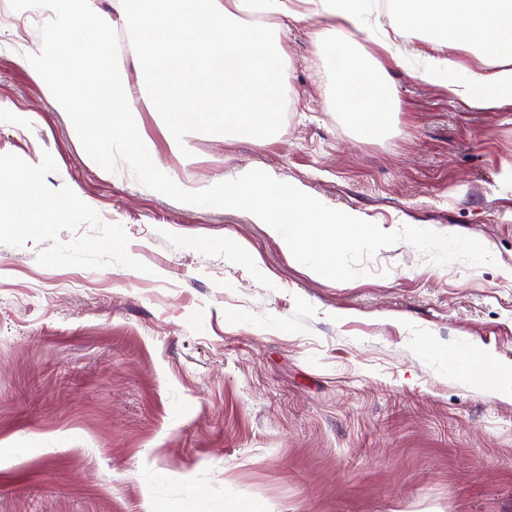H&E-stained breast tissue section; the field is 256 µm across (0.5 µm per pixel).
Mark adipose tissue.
Masks as SVG:
<instances>
[{"label": "adipose tissue", "instance_id": "1", "mask_svg": "<svg viewBox=\"0 0 512 512\" xmlns=\"http://www.w3.org/2000/svg\"><path fill=\"white\" fill-rule=\"evenodd\" d=\"M149 11L125 12L122 25L138 35L137 65L162 88L174 85L192 95L166 113V127L179 137L209 116L225 129L267 141L277 128L278 98L285 84V47L272 27L244 25V15H261L306 24L326 20L325 39L340 43L343 65L333 78L335 101L348 124L362 137H380L390 120L389 83L351 31L369 30L370 0H150ZM403 23L397 38L375 37L391 59L400 42L422 29L448 36V54L432 58L421 77L448 74L449 96L484 109L512 105V0H401ZM478 48L482 67L455 79L459 51ZM0 212L29 233L55 223L54 201L28 167L0 166ZM461 364L449 365L494 396H512V365L460 345Z\"/></svg>", "mask_w": 512, "mask_h": 512}]
</instances>
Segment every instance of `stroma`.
Segmentation results:
<instances>
[{"label": "stroma", "mask_w": 512, "mask_h": 512, "mask_svg": "<svg viewBox=\"0 0 512 512\" xmlns=\"http://www.w3.org/2000/svg\"><path fill=\"white\" fill-rule=\"evenodd\" d=\"M44 21L0 25V163L29 165L58 209L42 233L0 231V512H512V398L448 373L461 342L512 362V107L421 79L444 34L419 31L399 62L360 35L389 76L383 138L343 120L330 52L292 25L271 140L211 120L174 149L170 97L117 29L138 132L177 183L261 169L384 231H450L498 258L441 267L401 242L335 282L248 212L92 164L16 62Z\"/></svg>", "instance_id": "35a3bbf8"}]
</instances>
